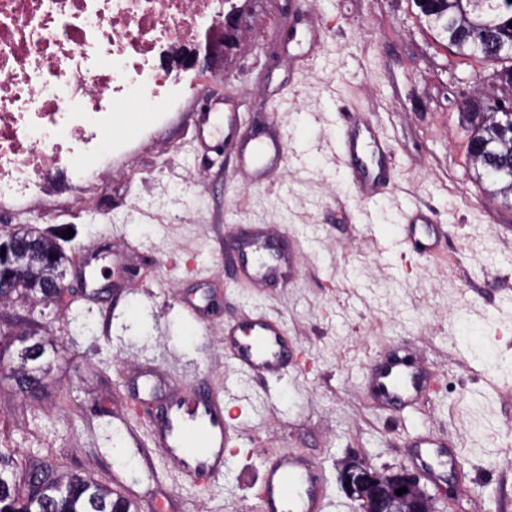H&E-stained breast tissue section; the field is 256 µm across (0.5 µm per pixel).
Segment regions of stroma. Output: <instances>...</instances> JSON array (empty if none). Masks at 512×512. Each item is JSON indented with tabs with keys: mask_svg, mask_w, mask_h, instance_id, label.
Returning a JSON list of instances; mask_svg holds the SVG:
<instances>
[{
	"mask_svg": "<svg viewBox=\"0 0 512 512\" xmlns=\"http://www.w3.org/2000/svg\"><path fill=\"white\" fill-rule=\"evenodd\" d=\"M416 13L411 0H249L245 43L166 120L133 130L112 179L56 175L0 212V234H52L69 259L56 301L0 304L5 361L25 332L57 348L38 400L0 369V448L18 474L46 461L137 512H258L265 470L288 452L320 476L327 512H358L341 461L394 470L431 434L455 461L427 485L438 512H512V201L474 179L463 116L498 67L453 56ZM227 112L245 130L275 127L285 170L256 184L239 173L219 131ZM349 121L376 125L393 154L373 199L339 159ZM192 171L204 180L187 182ZM426 209L446 232L431 255L396 242ZM245 224L272 227L295 256L287 287H256L227 259ZM255 313L280 321L297 353L281 380L239 371L224 350L225 324ZM396 351L435 381L412 410L365 389L370 365ZM200 386L224 393L228 466L182 486L152 423Z\"/></svg>",
	"mask_w": 512,
	"mask_h": 512,
	"instance_id": "1",
	"label": "stroma"
}]
</instances>
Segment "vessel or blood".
<instances>
[{
    "label": "vessel or blood",
    "instance_id": "vessel-or-blood-1",
    "mask_svg": "<svg viewBox=\"0 0 512 512\" xmlns=\"http://www.w3.org/2000/svg\"><path fill=\"white\" fill-rule=\"evenodd\" d=\"M238 113L224 115V138L238 168L262 174L287 163L282 142L276 134L251 131L239 133ZM339 150L348 162L353 181L367 197H376L385 183L390 150L373 130L348 126ZM412 223L424 225L427 235L415 239L420 253H431L438 226L425 213L413 214ZM272 235L268 229L250 227L238 230L234 251L241 265L250 267L259 286L287 283L291 272L288 254L271 253ZM224 349L234 364L253 376L272 380L286 375L288 344L277 322L253 317L247 326L229 324L224 328ZM373 398L381 404L408 409L425 398L430 384L423 369L406 356L392 354L374 363L368 374ZM153 445L177 460L185 479L223 474L227 464L224 434V398L217 393L191 391L164 407L156 417ZM261 512H324V492L320 478L301 459L282 455L271 463L258 493Z\"/></svg>",
    "mask_w": 512,
    "mask_h": 512
}]
</instances>
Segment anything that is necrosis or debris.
I'll list each match as a JSON object with an SVG mask.
<instances>
[{
	"label": "necrosis or debris",
	"instance_id": "obj_1",
	"mask_svg": "<svg viewBox=\"0 0 512 512\" xmlns=\"http://www.w3.org/2000/svg\"><path fill=\"white\" fill-rule=\"evenodd\" d=\"M224 0H0V211L43 191L50 172L110 177L105 150L159 120L197 82L195 52Z\"/></svg>",
	"mask_w": 512,
	"mask_h": 512
}]
</instances>
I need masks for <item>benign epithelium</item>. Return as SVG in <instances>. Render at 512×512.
Returning a JSON list of instances; mask_svg holds the SVG:
<instances>
[{
    "label": "benign epithelium",
    "instance_id": "7a95c632",
    "mask_svg": "<svg viewBox=\"0 0 512 512\" xmlns=\"http://www.w3.org/2000/svg\"><path fill=\"white\" fill-rule=\"evenodd\" d=\"M242 25V18L226 14L218 21L219 40L209 46L204 54L194 53L190 64H202L209 69L224 55V28L229 24ZM31 240L10 235L0 239V296L13 291L16 272L13 255L30 251ZM340 481L346 494L359 502L360 512H436L435 497L421 484L420 475L407 466L395 470H379L356 455L341 462ZM407 488L397 495L396 490Z\"/></svg>",
    "mask_w": 512,
    "mask_h": 512
}]
</instances>
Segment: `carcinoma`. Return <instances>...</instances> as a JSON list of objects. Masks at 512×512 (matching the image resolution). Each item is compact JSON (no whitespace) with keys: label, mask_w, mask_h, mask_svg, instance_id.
Returning a JSON list of instances; mask_svg holds the SVG:
<instances>
[{"label":"carcinoma","mask_w":512,"mask_h":512,"mask_svg":"<svg viewBox=\"0 0 512 512\" xmlns=\"http://www.w3.org/2000/svg\"><path fill=\"white\" fill-rule=\"evenodd\" d=\"M421 18L447 42L457 57L484 61L512 57V0H414ZM496 96L478 98L467 108L470 136L467 154L476 178L488 182L486 191L505 200L512 199V176L497 174L500 161H512V114L494 107ZM19 270L14 294L34 302L46 303L54 296L44 284L65 274V262L56 257L53 264L30 254L15 257ZM22 347L17 352L19 365L12 369V378L19 381L29 375L46 372L42 361L30 355L20 336ZM28 471H38L42 478L25 483L26 492L17 489V473L12 457L0 451V512H130L131 503L112 491L77 475L64 476L47 462H35Z\"/></svg>","instance_id":"carcinoma-1"}]
</instances>
